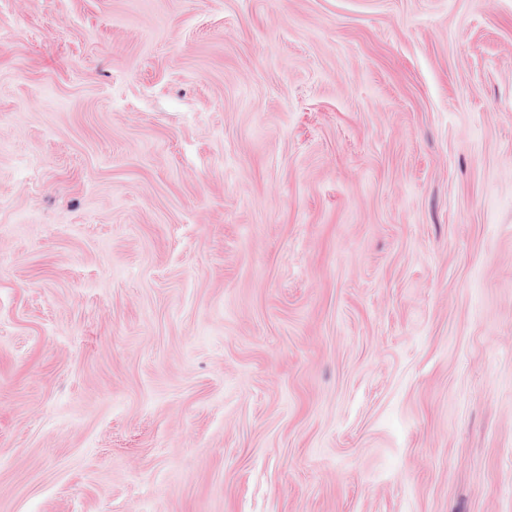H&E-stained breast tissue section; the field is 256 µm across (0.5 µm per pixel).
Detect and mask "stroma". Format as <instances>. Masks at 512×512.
Masks as SVG:
<instances>
[{"label": "stroma", "instance_id": "35a3bbf8", "mask_svg": "<svg viewBox=\"0 0 512 512\" xmlns=\"http://www.w3.org/2000/svg\"><path fill=\"white\" fill-rule=\"evenodd\" d=\"M0 512H512V0H0Z\"/></svg>", "mask_w": 512, "mask_h": 512}]
</instances>
